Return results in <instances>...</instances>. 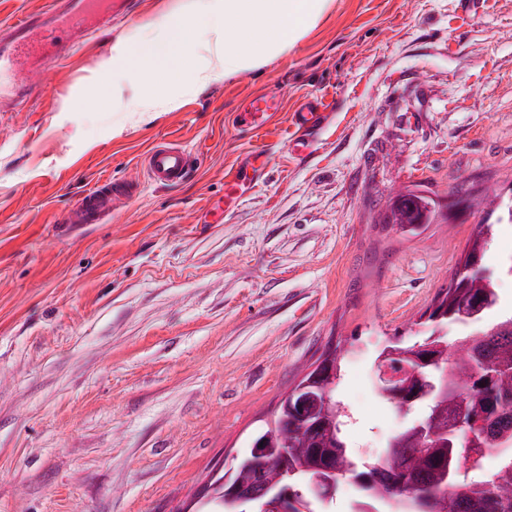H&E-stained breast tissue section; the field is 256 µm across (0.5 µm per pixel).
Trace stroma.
<instances>
[{
    "mask_svg": "<svg viewBox=\"0 0 512 512\" xmlns=\"http://www.w3.org/2000/svg\"><path fill=\"white\" fill-rule=\"evenodd\" d=\"M200 0H137L35 93L0 109V512H215L214 481L327 349L351 346L339 396L350 441L377 456L393 424L375 358L420 331L478 225L481 268L512 307V223L470 208L512 194V0H333L294 48L224 79V38L189 27L185 64L149 72L129 46ZM275 93L269 128H240ZM324 100L311 153L290 112ZM173 142L196 171L147 182ZM265 168L219 213L224 178ZM135 188L101 224L65 218L88 189ZM427 190L444 220L378 224L395 192ZM282 110L283 102L279 96H254L238 112L237 121L240 127L247 130H261L275 121Z\"/></svg>",
    "mask_w": 512,
    "mask_h": 512,
    "instance_id": "stroma-1",
    "label": "stroma"
}]
</instances>
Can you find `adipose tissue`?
<instances>
[{
	"label": "adipose tissue",
	"instance_id": "1",
	"mask_svg": "<svg viewBox=\"0 0 512 512\" xmlns=\"http://www.w3.org/2000/svg\"><path fill=\"white\" fill-rule=\"evenodd\" d=\"M332 0H210L205 23L224 34V71L231 78L262 69L272 58L293 48L316 26ZM186 24L165 25L161 38L136 43L133 55L174 69L183 62Z\"/></svg>",
	"mask_w": 512,
	"mask_h": 512
}]
</instances>
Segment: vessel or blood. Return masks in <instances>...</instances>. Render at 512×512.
I'll return each instance as SVG.
<instances>
[{
  "mask_svg": "<svg viewBox=\"0 0 512 512\" xmlns=\"http://www.w3.org/2000/svg\"><path fill=\"white\" fill-rule=\"evenodd\" d=\"M127 0H50L46 11L19 20L0 36V102L31 96L32 77L50 63L68 57L93 31L109 26L114 13L126 7ZM283 102L275 95L249 98L237 115L240 127L260 130L276 120ZM329 114L321 101L309 99L292 113L296 130L292 148L308 150L314 135L327 123ZM142 164L149 180L158 186L183 181L192 164L182 146L161 142L143 155ZM126 185L111 182L88 190L70 213L74 224H97L109 217L125 198Z\"/></svg>",
  "mask_w": 512,
  "mask_h": 512,
  "instance_id": "vessel-or-blood-1",
  "label": "vessel or blood"
}]
</instances>
